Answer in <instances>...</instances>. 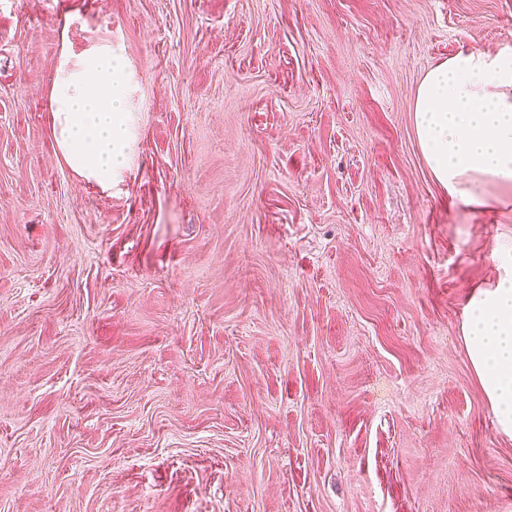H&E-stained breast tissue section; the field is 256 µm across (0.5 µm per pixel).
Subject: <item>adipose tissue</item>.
Listing matches in <instances>:
<instances>
[{
    "label": "adipose tissue",
    "instance_id": "ef3b65f1",
    "mask_svg": "<svg viewBox=\"0 0 512 512\" xmlns=\"http://www.w3.org/2000/svg\"><path fill=\"white\" fill-rule=\"evenodd\" d=\"M126 63L111 44L61 54L51 89L52 132L68 166L108 190L135 147L121 89ZM423 157L452 198L484 205L481 180L512 185V53L467 50L425 73L414 105ZM468 300L463 341L500 432L512 435V255Z\"/></svg>",
    "mask_w": 512,
    "mask_h": 512
}]
</instances>
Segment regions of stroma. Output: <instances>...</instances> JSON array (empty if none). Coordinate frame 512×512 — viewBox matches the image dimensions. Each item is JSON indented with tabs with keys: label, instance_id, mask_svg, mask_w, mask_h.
Wrapping results in <instances>:
<instances>
[{
	"label": "stroma",
	"instance_id": "1",
	"mask_svg": "<svg viewBox=\"0 0 512 512\" xmlns=\"http://www.w3.org/2000/svg\"><path fill=\"white\" fill-rule=\"evenodd\" d=\"M111 41L136 147L54 142ZM512 0H0V512H512L467 357L512 188L450 198L414 123ZM126 63L112 43L56 62L51 89L52 132L68 166L108 190L135 147L133 112L121 90Z\"/></svg>",
	"mask_w": 512,
	"mask_h": 512
}]
</instances>
